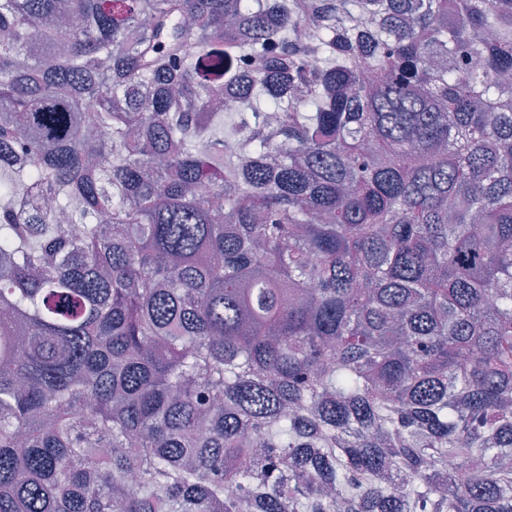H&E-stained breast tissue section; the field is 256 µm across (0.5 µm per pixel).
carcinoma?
Wrapping results in <instances>:
<instances>
[{
  "mask_svg": "<svg viewBox=\"0 0 512 512\" xmlns=\"http://www.w3.org/2000/svg\"><path fill=\"white\" fill-rule=\"evenodd\" d=\"M0 32V512H512V0Z\"/></svg>",
  "mask_w": 512,
  "mask_h": 512,
  "instance_id": "1",
  "label": "carcinoma"
}]
</instances>
